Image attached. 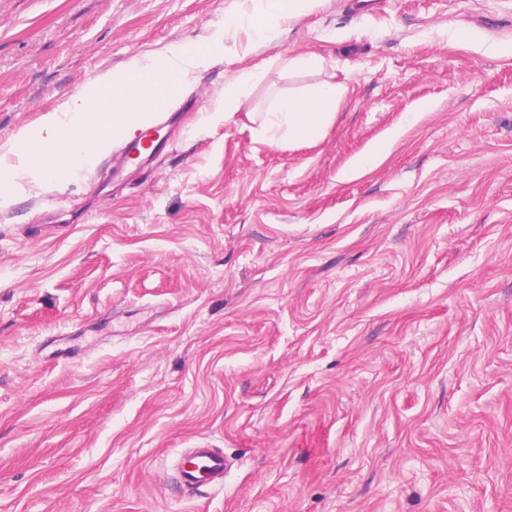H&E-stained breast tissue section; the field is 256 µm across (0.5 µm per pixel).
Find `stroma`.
Listing matches in <instances>:
<instances>
[{"label": "stroma", "instance_id": "1", "mask_svg": "<svg viewBox=\"0 0 512 512\" xmlns=\"http://www.w3.org/2000/svg\"><path fill=\"white\" fill-rule=\"evenodd\" d=\"M235 2L0 0V158ZM225 31L123 183L102 159L0 203V512H512V0ZM324 79L318 140L255 138ZM201 442L232 466L188 498ZM263 74L264 67L257 66L224 85V123H227L235 112L252 99Z\"/></svg>", "mask_w": 512, "mask_h": 512}]
</instances>
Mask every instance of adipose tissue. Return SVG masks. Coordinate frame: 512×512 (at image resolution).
Masks as SVG:
<instances>
[{
    "label": "adipose tissue",
    "mask_w": 512,
    "mask_h": 512,
    "mask_svg": "<svg viewBox=\"0 0 512 512\" xmlns=\"http://www.w3.org/2000/svg\"><path fill=\"white\" fill-rule=\"evenodd\" d=\"M266 16L254 23L253 33L265 39L271 32L290 27L314 9L318 0H265ZM341 84L323 80L299 96L280 95L269 112L263 113L255 131L258 140L281 145L292 140L318 138L331 121L332 109L342 97Z\"/></svg>",
    "instance_id": "adipose-tissue-1"
}]
</instances>
